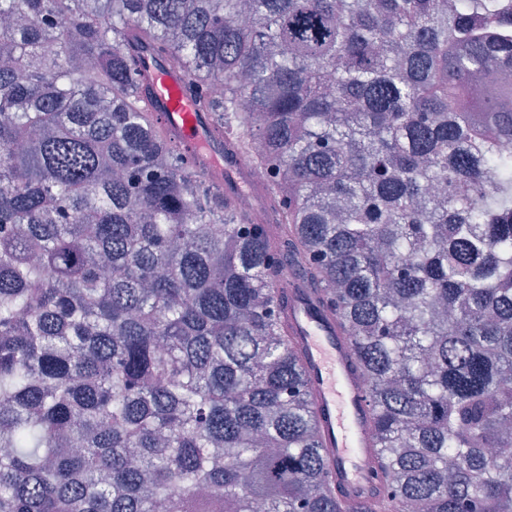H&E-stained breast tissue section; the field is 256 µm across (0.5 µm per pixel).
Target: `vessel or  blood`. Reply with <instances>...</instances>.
<instances>
[{"label":"vessel or blood","instance_id":"b4317fda","mask_svg":"<svg viewBox=\"0 0 512 512\" xmlns=\"http://www.w3.org/2000/svg\"><path fill=\"white\" fill-rule=\"evenodd\" d=\"M140 92L171 137L192 154L196 166L218 181L225 194L253 190L251 169L225 152L213 137L209 114L198 111L179 71L155 57L138 58ZM287 306L285 317L298 348L317 407L320 440L336 490L363 501L376 492V450L371 440L367 382L358 371L348 339L336 322L320 311L317 295L294 271L279 283Z\"/></svg>","mask_w":512,"mask_h":512}]
</instances>
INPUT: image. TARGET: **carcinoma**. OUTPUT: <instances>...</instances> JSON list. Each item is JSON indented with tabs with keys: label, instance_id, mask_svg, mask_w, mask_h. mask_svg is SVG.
<instances>
[{
	"label": "carcinoma",
	"instance_id": "obj_1",
	"mask_svg": "<svg viewBox=\"0 0 512 512\" xmlns=\"http://www.w3.org/2000/svg\"><path fill=\"white\" fill-rule=\"evenodd\" d=\"M511 144L498 0H0V512H512ZM290 262L366 376L371 505L330 482ZM138 71L140 93L171 137L192 154L197 168L223 185L226 195L254 194L249 165L224 152V142L213 138L211 116L195 108L176 67L141 53Z\"/></svg>",
	"mask_w": 512,
	"mask_h": 512
}]
</instances>
